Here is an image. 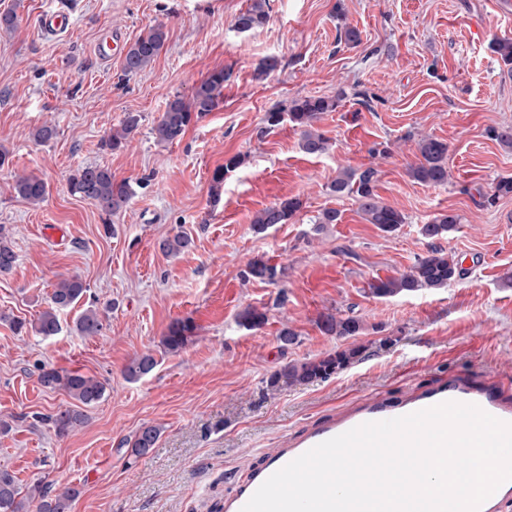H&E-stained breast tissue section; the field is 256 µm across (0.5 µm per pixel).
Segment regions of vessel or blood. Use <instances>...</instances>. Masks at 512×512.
<instances>
[{
	"label": "vessel or blood",
	"mask_w": 512,
	"mask_h": 512,
	"mask_svg": "<svg viewBox=\"0 0 512 512\" xmlns=\"http://www.w3.org/2000/svg\"><path fill=\"white\" fill-rule=\"evenodd\" d=\"M73 24L70 14L45 7L40 12L39 26L43 35L56 36L68 32ZM468 403L479 406L490 415L512 423V402L504 399L498 384L486 380L475 382L451 377L440 384L391 403L377 397H365L352 409L339 412L335 419L306 433L300 439L271 449L256 465L237 493L224 501V512H241L259 486L272 474L314 446L366 422H378L404 416L443 402Z\"/></svg>",
	"instance_id": "vessel-or-blood-1"
}]
</instances>
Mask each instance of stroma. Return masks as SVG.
Instances as JSON below:
<instances>
[{
  "instance_id": "obj_1",
  "label": "stroma",
  "mask_w": 512,
  "mask_h": 512,
  "mask_svg": "<svg viewBox=\"0 0 512 512\" xmlns=\"http://www.w3.org/2000/svg\"><path fill=\"white\" fill-rule=\"evenodd\" d=\"M43 2L0 0V13L17 15L0 32V148L10 154L0 168V232L16 254L0 274V425H9L0 428V470L21 491L77 489L70 512H224L267 449L367 395L395 403L455 375L495 378L512 396V197L485 200L512 175V148L488 135L512 126V76L492 50L512 38V0H268L266 23L246 33L235 21L253 0H51L74 23L57 37L38 32ZM158 22L168 39L143 72L127 76L122 57L97 58L108 31L130 43ZM344 24L359 31L358 46L340 42ZM266 59L277 67L259 74ZM217 69L231 73L221 107L181 141L158 145L151 129L168 99L190 97ZM304 96L340 99L317 124L330 140L321 155L303 153L289 124L265 128L272 106ZM129 112L141 122L128 146L102 150ZM46 123L56 137L35 143L32 131ZM425 136L448 144L446 185L408 173ZM235 154L246 161L211 204L213 172ZM86 165L135 184L126 207L107 215L71 193L70 176ZM369 165L380 201L406 217L394 232L330 190L339 170ZM31 173L49 186L38 205L13 189ZM294 196L303 208L290 223L252 230L259 210ZM326 208L341 219L316 228ZM448 211L461 221L438 243L464 276L373 296L374 278L408 272L427 254L420 229ZM180 229L193 247L164 255L159 241ZM261 256L285 267L281 281L244 279ZM73 277L86 293L59 311L57 335H38L32 323L56 284ZM91 305L104 310L103 328L82 337L74 321ZM249 306L267 312L253 330L237 323ZM328 312L359 319L362 334L323 333L317 321ZM182 319L194 323V342L164 353V332ZM18 320L29 330L16 331ZM285 326L297 340L284 350ZM358 346L365 357L328 378L267 387L289 364ZM143 354L154 370L127 381L124 366ZM45 368L106 385L85 407L86 424L64 437L49 418L76 403L41 385ZM148 425L160 430L154 448L131 458L127 440Z\"/></svg>"
}]
</instances>
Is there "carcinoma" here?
I'll return each mask as SVG.
<instances>
[{"mask_svg":"<svg viewBox=\"0 0 512 512\" xmlns=\"http://www.w3.org/2000/svg\"><path fill=\"white\" fill-rule=\"evenodd\" d=\"M266 0H254L251 8L237 17L235 26L241 32H247L262 26L268 18ZM166 26L158 23L148 27L131 43L124 56L123 73L126 76L137 74L149 66L159 56L167 41ZM493 51L499 57L506 72L512 75V38H502L494 42ZM230 73L218 69L201 81L186 99L181 95L170 98L164 112L152 127L154 140L159 145H169L180 141L192 122L208 113L219 109L224 101V82ZM339 98L329 96H305L291 100L288 105L276 107L265 114L266 129L288 122L300 131V149L309 155H321L328 150L329 140L314 130L315 123L326 112L336 110ZM141 116L129 112L123 119L120 129L111 132L101 140V148L111 152L125 149L130 137L137 131ZM419 163L409 168V174L424 184L444 185L448 183V143L433 137H425L417 144ZM245 157L233 155L224 160V165L216 168L212 175L210 188L211 202L221 200L224 179L241 167ZM379 171L368 166L365 168H346L338 172L331 184V191L338 196H350L359 203L361 212L370 224H375L384 232H394L405 223L404 215L397 209L378 200L376 187ZM71 190L89 201L102 212L112 214L123 209L135 191L127 180H116L112 171L100 165H86L78 168L70 178ZM14 190L22 199L39 204L46 199L49 186L37 175L20 176L16 179ZM303 208V201L298 197H289L258 211L252 219V229L261 234L276 224H287ZM460 223L459 215L448 212L435 216L422 225V235L436 239L452 231ZM193 238L180 230L160 242V249L168 255H177L191 248ZM463 274L459 262L448 257V253L439 246L432 245L427 256L418 259L410 272L399 277L378 278L370 284V293L376 297L394 296L406 292L444 288L448 282ZM285 275V269L272 264L262 257L256 258L248 265L246 276L261 281L274 283ZM86 292L82 281L77 278L60 281L51 296L52 306L43 311L32 328L42 336H54L60 331L57 311L75 304ZM267 320L266 312L247 307L238 314V323L247 330L261 326ZM319 328L327 335L341 338L358 336L364 330L363 324L354 317H338L332 313H323L318 320ZM103 327L99 309L86 310L75 322L74 330L80 336H96ZM196 336V326L188 319L175 320L167 328L161 339V345L167 353L182 351ZM359 353L353 348L342 351L334 357L318 361H305L293 364L273 375L268 381L272 391L284 385H292L315 378L330 375L338 365H345ZM156 366L155 358L142 355L133 358L124 368V375L130 381H136L148 375ZM41 384L49 389L61 387L84 406L99 402L105 393L104 384L93 376L78 371L60 372L45 369L40 376ZM55 431L65 436L84 423V414L75 409L61 410L50 417ZM159 429L155 426L141 428L128 447L135 456H141L154 447ZM33 491L39 493L38 512H69L70 502L77 495L75 489H65L50 497L39 487ZM18 487L14 476L7 471H0V512H23L24 504L18 500Z\"/></svg>","mask_w":512,"mask_h":512,"instance_id":"carcinoma-1","label":"carcinoma"}]
</instances>
